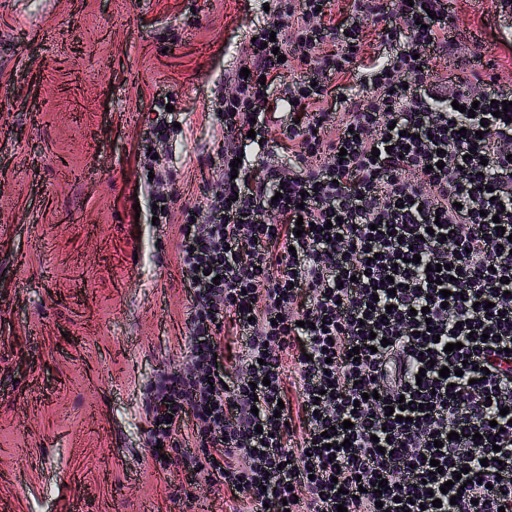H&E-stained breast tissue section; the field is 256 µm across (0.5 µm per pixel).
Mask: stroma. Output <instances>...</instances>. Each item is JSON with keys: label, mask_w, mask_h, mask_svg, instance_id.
Wrapping results in <instances>:
<instances>
[{"label": "stroma", "mask_w": 512, "mask_h": 512, "mask_svg": "<svg viewBox=\"0 0 512 512\" xmlns=\"http://www.w3.org/2000/svg\"><path fill=\"white\" fill-rule=\"evenodd\" d=\"M276 0H0V512H228L155 465L143 389L187 354L178 227L153 223L145 121L176 208L202 206L224 146L214 92ZM482 75L512 85V21L448 0ZM174 101L169 100L167 97L165 99H157L154 105V112L156 114V118L151 120L144 132L143 141L148 144H157V142H161L168 138L169 133L173 129V113L175 110H171V112H167L166 106L167 104L172 105ZM159 131H162V134H159Z\"/></svg>", "instance_id": "35a3bbf8"}]
</instances>
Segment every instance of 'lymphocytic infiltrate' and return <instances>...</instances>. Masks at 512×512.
Here are the masks:
<instances>
[{
	"label": "lymphocytic infiltrate",
	"mask_w": 512,
	"mask_h": 512,
	"mask_svg": "<svg viewBox=\"0 0 512 512\" xmlns=\"http://www.w3.org/2000/svg\"><path fill=\"white\" fill-rule=\"evenodd\" d=\"M332 6L286 0L243 47L249 76L229 72L214 98L208 217L183 211L176 244L188 351L146 389L148 440L187 435L183 470L229 489L230 512H512V122L496 112L512 92L479 75L477 49L468 74L439 76L434 59L458 51L443 0H356L340 26ZM365 18L385 23L386 53L359 55ZM355 76L365 94L326 108ZM278 103L304 124H282ZM251 130L291 143V174L242 162ZM141 165L170 223L169 174L150 148Z\"/></svg>",
	"instance_id": "f902f5d3"
}]
</instances>
